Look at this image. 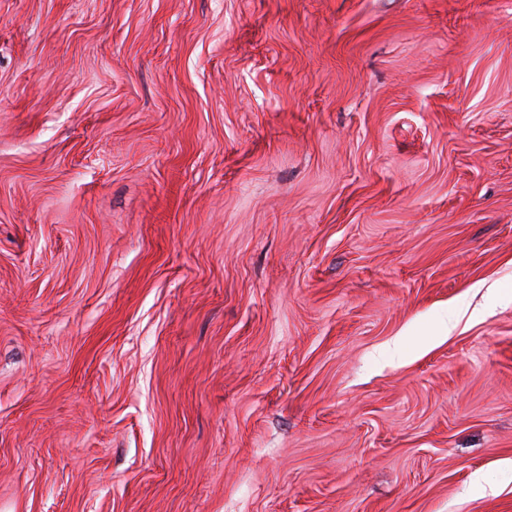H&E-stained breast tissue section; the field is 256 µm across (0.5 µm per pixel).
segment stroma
Masks as SVG:
<instances>
[{"instance_id":"1","label":"stroma","mask_w":512,"mask_h":512,"mask_svg":"<svg viewBox=\"0 0 512 512\" xmlns=\"http://www.w3.org/2000/svg\"><path fill=\"white\" fill-rule=\"evenodd\" d=\"M0 512H512V0H0Z\"/></svg>"}]
</instances>
